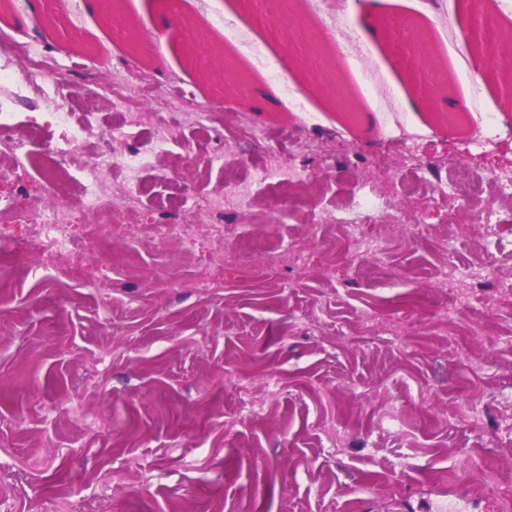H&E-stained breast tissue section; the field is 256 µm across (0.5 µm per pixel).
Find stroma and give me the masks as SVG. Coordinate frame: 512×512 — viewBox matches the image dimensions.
<instances>
[{
    "label": "stroma",
    "mask_w": 512,
    "mask_h": 512,
    "mask_svg": "<svg viewBox=\"0 0 512 512\" xmlns=\"http://www.w3.org/2000/svg\"><path fill=\"white\" fill-rule=\"evenodd\" d=\"M203 32L195 62L169 39L163 0H14L0 32L56 62L59 101L101 134L136 112L143 132L177 104L138 95L181 81L190 112L238 109L266 140L306 158L312 206L296 193L224 217V250L183 238L137 246L102 231L82 245L87 265L111 263L97 288L69 260L31 268L32 252L0 240V512H503L512 507V105L490 69L470 71L464 35L474 0H179ZM408 20L454 83L464 115L494 122L460 141L417 99L400 57ZM152 47L140 52L118 26ZM332 55L352 111L311 90L301 104L269 95L265 63L306 84L301 46ZM137 94L125 108L110 93ZM415 107H408V100ZM390 130L394 143L382 132ZM183 139L192 153L145 172L135 222L161 220L155 199L218 195L227 176L252 177L263 147L229 154L216 133ZM420 176L455 172L426 199L394 177L407 158ZM178 169V184L162 177ZM498 185L480 207L472 177ZM384 194L418 221L394 230L324 222L325 211ZM276 250L272 266L261 255ZM494 266L495 307L440 274ZM224 285L197 284L201 264ZM25 371L14 381L16 371Z\"/></svg>",
    "instance_id": "1"
}]
</instances>
